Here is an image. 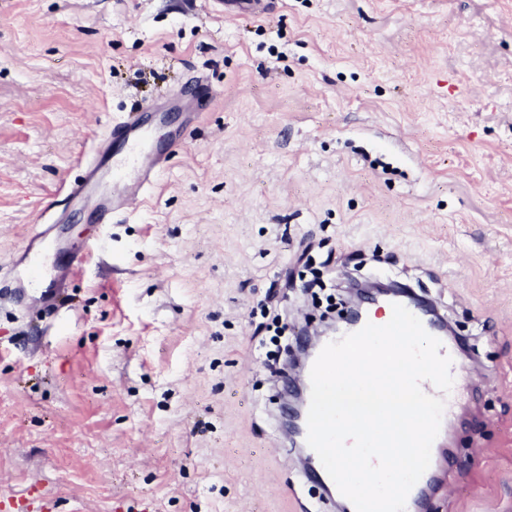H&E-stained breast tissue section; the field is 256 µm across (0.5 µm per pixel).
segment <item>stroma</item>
<instances>
[{
    "mask_svg": "<svg viewBox=\"0 0 512 512\" xmlns=\"http://www.w3.org/2000/svg\"><path fill=\"white\" fill-rule=\"evenodd\" d=\"M136 111L182 135L152 192L108 224L63 206ZM46 223L104 249L71 308L0 301L1 492L342 512L263 362L342 320L350 279L390 278L468 348L416 512H512V0H0V291Z\"/></svg>",
    "mask_w": 512,
    "mask_h": 512,
    "instance_id": "1",
    "label": "stroma"
}]
</instances>
